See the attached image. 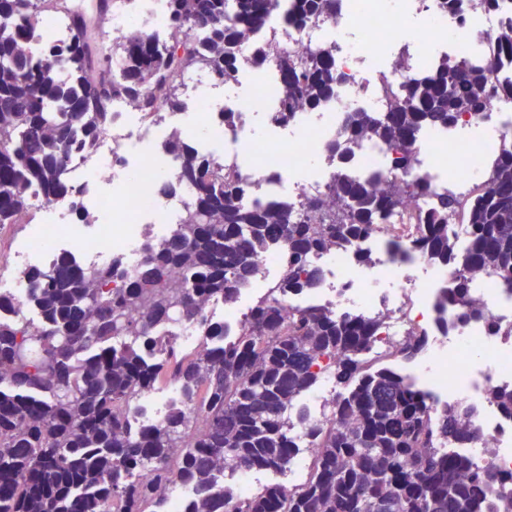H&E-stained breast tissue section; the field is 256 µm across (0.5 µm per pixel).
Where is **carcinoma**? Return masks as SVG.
Instances as JSON below:
<instances>
[{
	"label": "carcinoma",
	"mask_w": 512,
	"mask_h": 512,
	"mask_svg": "<svg viewBox=\"0 0 512 512\" xmlns=\"http://www.w3.org/2000/svg\"><path fill=\"white\" fill-rule=\"evenodd\" d=\"M43 0H0V227L22 224L29 194L70 201L80 224L98 216L81 206L69 176L74 151L112 125V100L123 98L144 118L162 120L159 101L183 112L179 94L186 72L204 68L232 84L248 36L264 25L276 0H165V20L180 30L201 29V50L191 37L158 46L141 34L114 42L96 66L89 57L106 38V19L80 12L66 16L71 38L46 42L41 57L25 43L51 32L55 9ZM287 22L298 27L329 16L337 0H292ZM336 48L322 45L306 61L274 53L281 78L273 88L274 120L286 122L314 109L336 87ZM122 74L109 77L113 57ZM387 111L351 112L344 131L351 141L379 139L393 163H416L412 144L424 127L448 128L483 110L499 80L498 63L477 51L467 59L427 62ZM178 161L175 176L157 185L174 194L196 189L169 232L147 240L131 276L116 260L84 272L67 252L25 271L27 303L38 323L0 320V512H163L166 494L193 487L183 512H482L500 492L501 512H512V474L448 455L439 443L474 439L467 419L474 409L450 404L434 415L427 396L391 368L363 358L381 316L338 318L318 306L285 309L281 297L312 288L320 270L309 257L366 236L406 197L427 184L387 181L368 188L343 172L329 197L306 202L324 223L300 220L286 205L248 206L246 183L200 154L174 131L162 144ZM482 184L465 208L468 239L448 236V218L461 208L451 192L434 196L416 247L456 271L449 297L458 321L486 318L474 289L497 279L512 283V145L496 150ZM283 243L285 275L257 299L238 336L204 315L211 297L236 298L256 272V257ZM121 280L120 286L112 283ZM198 325L202 342L191 354L169 327ZM423 341L408 339L399 357L418 356ZM333 360L344 388L333 402V423L313 428L316 456L289 498L276 484L240 497L217 476L241 471H283L299 448L288 414L319 380L318 367ZM174 384L160 426L133 427L128 411L161 382ZM512 417V386L490 393ZM147 472L140 480L131 476Z\"/></svg>",
	"instance_id": "carcinoma-1"
}]
</instances>
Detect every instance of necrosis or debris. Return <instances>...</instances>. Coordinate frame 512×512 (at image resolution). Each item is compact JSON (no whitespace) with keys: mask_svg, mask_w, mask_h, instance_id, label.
Wrapping results in <instances>:
<instances>
[{"mask_svg":"<svg viewBox=\"0 0 512 512\" xmlns=\"http://www.w3.org/2000/svg\"><path fill=\"white\" fill-rule=\"evenodd\" d=\"M462 4L459 12L451 13L441 9L438 0H406L403 9L389 11L382 0H341L336 13L300 28L284 25L278 14L271 15L251 41L305 59L327 32H335L336 67L345 79L328 107L335 112L334 122H340L355 105L372 111L387 108L389 98L381 78L368 74L364 67L371 57L402 52L413 70L435 52L443 58H460L469 49L448 34L467 26L473 28L484 50L495 54L498 30L512 23V0H498L489 11L482 9L480 0H462ZM140 20L147 22L159 44L176 40L175 30L164 19V0H114L113 40L124 41L137 33ZM238 74L251 83L244 107H270L271 91L278 81L275 66H257L247 48L240 57ZM334 122L311 125L296 135L283 132L260 146L249 138L244 123L228 124L218 159L225 167H242L251 183L249 201L281 202L300 213L307 200L326 196L334 179L336 160L325 152ZM487 123L495 125L499 142L512 144V100L502 90L490 94L483 112L464 117L448 132L419 138L415 145L419 163L412 169L395 167L391 150L381 142L343 145L349 177L365 180L374 174L409 184L424 181L430 193L407 198L358 242L311 256V264L322 271L318 287L302 297H283L282 303L287 307L316 305L342 315L385 312L368 351L373 361L383 354L394 356L412 336H424V351L409 362L396 359L397 372L429 394L432 409L452 403L473 406L471 427L476 438L467 445L466 454L474 463L492 464L508 475L512 473V419L490 403L489 394L512 384V285L502 282L483 289L478 298L486 320L459 323L455 305L438 303L452 284V268H436L414 247L420 218L429 211L432 195L451 188L465 198L476 184L488 156L475 151L470 133ZM160 132V126L145 121L128 101H113L110 129L92 146L79 150L75 160V179L83 199L95 210H108L112 222L103 233L84 234L79 226L69 224L68 203L49 202L32 192L33 208L57 214L55 221L41 225L38 231L45 261H53L56 252L70 247L80 250L86 270L113 259L120 260L126 272L136 269L142 258V217L152 215L153 233L163 235L195 196L190 187L173 198L152 195L156 178L176 172L174 160L158 161L146 148ZM310 157L321 164L318 176L294 179V172ZM364 253L372 258V272L359 276L355 270ZM335 396L336 387L330 383L308 392L300 402L303 417L297 422L298 430L329 425L333 416L329 405Z\"/></svg>","mask_w":512,"mask_h":512,"instance_id":"4bbe7bcc","label":"necrosis or debris"}]
</instances>
